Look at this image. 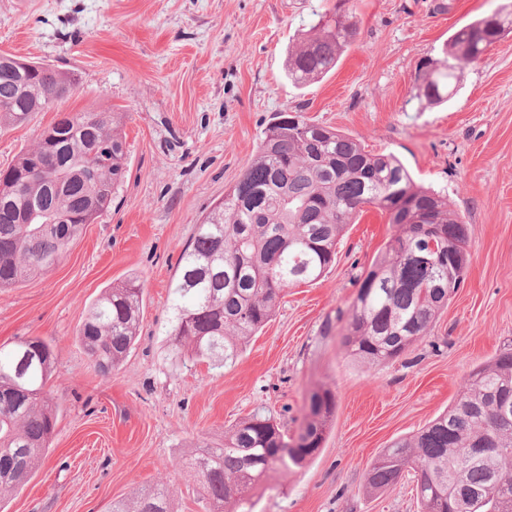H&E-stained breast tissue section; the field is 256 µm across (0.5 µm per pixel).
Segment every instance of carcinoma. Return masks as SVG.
Instances as JSON below:
<instances>
[{
  "mask_svg": "<svg viewBox=\"0 0 512 512\" xmlns=\"http://www.w3.org/2000/svg\"><path fill=\"white\" fill-rule=\"evenodd\" d=\"M510 33L512 10L505 7L459 29L444 44L443 59L422 61L417 97L430 105L450 101L462 67ZM356 34L341 9L318 15L288 51V78L297 84L322 78ZM75 85L73 75L55 67L29 72L0 64V126L27 122L51 108L52 90ZM124 118L65 113L52 126L63 159L39 141L8 166L0 189V288L52 268L83 226L110 208L127 172ZM366 205L385 213L394 233L359 278L343 345L368 369L410 351L464 280L467 224L442 197L418 186L394 155L373 154L345 134L282 112L179 257L168 332L173 356L215 369L233 362L288 289L319 280L335 265L337 244ZM143 293L132 278L92 303L77 339L101 373L132 350ZM55 361L53 347L40 338L0 347V499L28 481L55 431L59 405L45 391ZM503 396L512 398L509 346L468 375L447 411L380 453L366 492L385 490L411 469L423 512H454L463 490L477 492L470 512H512V414H499ZM335 410V394L315 389L297 438L255 411L224 435V447L198 444L175 468L196 481L208 512H238L277 470L301 468L317 455ZM480 448L498 453L483 458ZM111 512H174L173 498L157 485L112 502Z\"/></svg>",
  "mask_w": 512,
  "mask_h": 512,
  "instance_id": "cac0c4a2",
  "label": "carcinoma"
}]
</instances>
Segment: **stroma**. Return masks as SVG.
<instances>
[{
  "instance_id": "35a3bbf8",
  "label": "stroma",
  "mask_w": 512,
  "mask_h": 512,
  "mask_svg": "<svg viewBox=\"0 0 512 512\" xmlns=\"http://www.w3.org/2000/svg\"><path fill=\"white\" fill-rule=\"evenodd\" d=\"M503 0H0V53L75 74L59 109L0 128V168L32 148L59 112L115 110L128 157L111 207L49 271L0 289V347L40 337L57 355L46 390L61 402L47 457L0 512H110L167 484L177 512H206L170 460L255 409L296 437L309 393L331 389L336 415L305 467L273 475L252 512H420L412 473L374 495L364 478L396 439L422 429L474 368L512 346V34L462 71L444 107L417 98L419 65ZM342 4L358 35L322 80L296 85L285 57L317 14ZM392 153L442 193L468 226L472 261L447 308L411 352L375 370L341 343L357 278L392 233L364 207L335 267L289 289L275 315L221 369L171 354V283L205 214L241 178L276 114ZM139 277L134 350L97 372L76 340L104 288Z\"/></svg>"
}]
</instances>
